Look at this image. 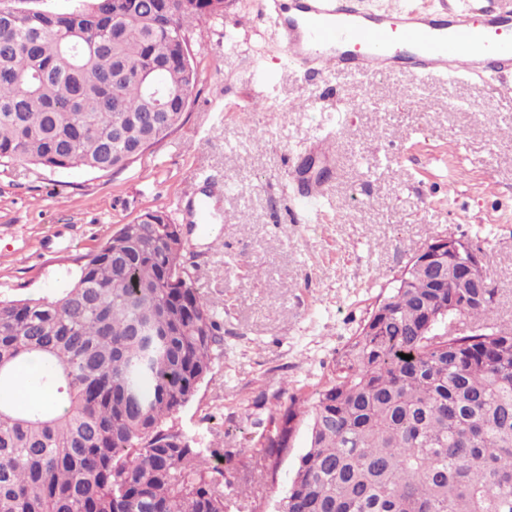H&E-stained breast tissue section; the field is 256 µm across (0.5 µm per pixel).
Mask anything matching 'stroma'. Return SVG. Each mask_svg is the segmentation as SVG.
<instances>
[{"mask_svg": "<svg viewBox=\"0 0 512 512\" xmlns=\"http://www.w3.org/2000/svg\"><path fill=\"white\" fill-rule=\"evenodd\" d=\"M199 83L181 126L125 168L51 172L0 167V297L23 299L71 283L80 259L148 210L182 225L184 265L217 311L213 374L177 422L200 447L249 453L271 428L283 390L312 391L379 296L430 240L452 235L483 251L512 323V96L490 99L478 79L356 81L290 68L259 0H227L222 17L187 32ZM261 101L244 112V101ZM334 134L332 164L315 158ZM325 169L330 203L301 205L288 173L297 159ZM229 186L224 218L198 235L179 213L198 173ZM221 248H214V241ZM299 427L250 498L227 512H278L306 451Z\"/></svg>", "mask_w": 512, "mask_h": 512, "instance_id": "stroma-1", "label": "stroma"}]
</instances>
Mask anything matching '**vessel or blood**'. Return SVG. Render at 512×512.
Masks as SVG:
<instances>
[{"mask_svg": "<svg viewBox=\"0 0 512 512\" xmlns=\"http://www.w3.org/2000/svg\"><path fill=\"white\" fill-rule=\"evenodd\" d=\"M292 66L324 75H400L416 79H512V0L473 8L446 0L440 9L390 5L374 12L363 0H262ZM192 200V222L205 229L224 206V183L207 177Z\"/></svg>", "mask_w": 512, "mask_h": 512, "instance_id": "b4317fda", "label": "vessel or blood"}]
</instances>
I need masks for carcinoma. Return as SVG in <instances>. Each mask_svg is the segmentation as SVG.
<instances>
[{"mask_svg":"<svg viewBox=\"0 0 512 512\" xmlns=\"http://www.w3.org/2000/svg\"><path fill=\"white\" fill-rule=\"evenodd\" d=\"M0 0V166L125 167L180 125L197 84L186 24L224 0ZM149 210L83 257L59 292L0 299V512H226L258 463L166 424L212 373L221 324ZM408 271L311 394L261 435L266 460L308 417L279 512H512V325L469 270ZM410 355L406 360L402 355ZM50 398L12 388L31 362Z\"/></svg>","mask_w":512,"mask_h":512,"instance_id":"obj_1","label":"carcinoma"}]
</instances>
